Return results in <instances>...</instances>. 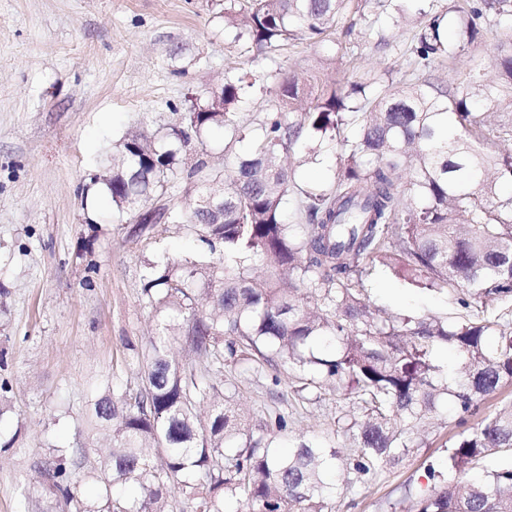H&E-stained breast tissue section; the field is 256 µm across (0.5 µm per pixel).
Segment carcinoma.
Segmentation results:
<instances>
[{
  "label": "carcinoma",
  "instance_id": "carcinoma-1",
  "mask_svg": "<svg viewBox=\"0 0 512 512\" xmlns=\"http://www.w3.org/2000/svg\"><path fill=\"white\" fill-rule=\"evenodd\" d=\"M412 47L421 73L398 85L369 73L348 87L323 84L298 112H269L257 127L235 105L254 83L224 78L219 96L195 101L160 136L126 135L112 173L96 182L103 203L133 216L177 187L181 153L207 131L224 130V169L199 159L181 167L198 188L193 206H164L207 250L152 264L142 281L148 307L162 318L148 347L141 383L93 403L111 432L93 478L99 512H168L176 487L189 512H224L237 497L252 512H328L329 503L421 448V431L447 405L457 429L444 466L428 467L432 485L405 498L407 512H512V401L470 426L480 404L512 385V123L477 112L482 101L512 104V39L492 62L475 61L455 86L433 74L435 60H457L462 39L441 34L449 10L426 0ZM361 0H225L224 28L259 55L291 40L331 41ZM512 18V0H484L461 24ZM310 79L276 78L293 104ZM305 134L338 144L340 168L327 189L296 182L291 155ZM249 141L244 154L235 146ZM300 195L284 218L288 192ZM232 273L211 271L210 255ZM379 268L418 288L454 297L453 320L374 308L365 282ZM452 351L447 367L442 351ZM264 366L296 373V394L329 391L353 401L336 419L355 453L318 439L282 451L245 429L224 393V368ZM84 450L37 463L53 495L80 510ZM479 470L480 476L468 474ZM134 487L133 508L112 485Z\"/></svg>",
  "mask_w": 512,
  "mask_h": 512
}]
</instances>
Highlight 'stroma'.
<instances>
[{
	"label": "stroma",
	"instance_id": "1",
	"mask_svg": "<svg viewBox=\"0 0 512 512\" xmlns=\"http://www.w3.org/2000/svg\"><path fill=\"white\" fill-rule=\"evenodd\" d=\"M381 21L386 45L369 26ZM354 27L334 43L294 41L266 54L224 38V0H0V375L13 384L0 418V512H68L46 490L36 463L56 447L81 445L96 465L101 438L88 416L95 395L137 386L156 320L142 296L150 263L183 257L200 243L186 227L158 225L149 238H129L117 211L91 206L89 175L121 139L141 130L164 133L188 99L206 97L226 75L251 70L256 83L237 105L246 121L279 112L283 102L268 75L302 74L320 82L355 80L368 71L394 81L411 78L418 24L413 15L379 16L365 0ZM501 29L485 24L463 57L490 60ZM464 64L436 62L451 83ZM339 147L300 141L297 181L322 187L334 180ZM372 303L415 315H454L453 300L390 273L368 284ZM250 434L267 411L285 413L275 442L288 448L316 437L339 448L336 418L349 406L325 392L296 400L294 374L236 370ZM452 432L443 421L423 448L376 480L353 488L337 512H391L405 489L428 485L427 463H443Z\"/></svg>",
	"mask_w": 512,
	"mask_h": 512
}]
</instances>
